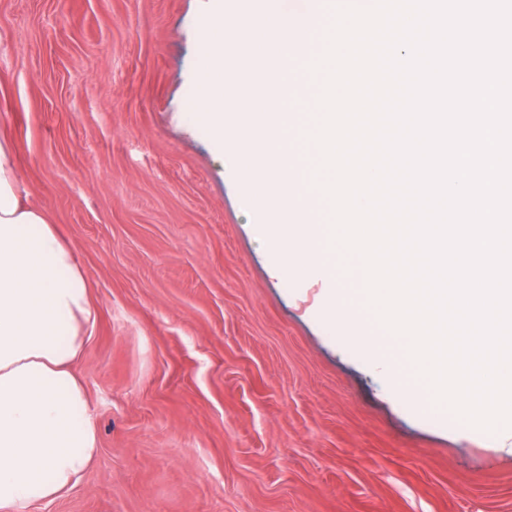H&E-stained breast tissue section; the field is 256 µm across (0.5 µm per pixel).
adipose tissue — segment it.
<instances>
[{"label": "adipose tissue", "mask_w": 512, "mask_h": 512, "mask_svg": "<svg viewBox=\"0 0 512 512\" xmlns=\"http://www.w3.org/2000/svg\"><path fill=\"white\" fill-rule=\"evenodd\" d=\"M94 321L71 244L23 202L0 140V512L69 490L99 452L73 369Z\"/></svg>", "instance_id": "1"}]
</instances>
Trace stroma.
<instances>
[{"label":"stroma","instance_id":"1","mask_svg":"<svg viewBox=\"0 0 512 512\" xmlns=\"http://www.w3.org/2000/svg\"><path fill=\"white\" fill-rule=\"evenodd\" d=\"M202 0H0V139L97 318L99 453L27 512H512L497 433L415 403L272 275L259 213L188 102Z\"/></svg>","mask_w":512,"mask_h":512}]
</instances>
